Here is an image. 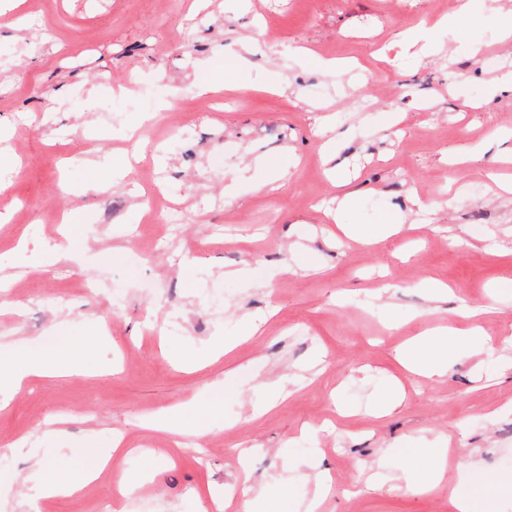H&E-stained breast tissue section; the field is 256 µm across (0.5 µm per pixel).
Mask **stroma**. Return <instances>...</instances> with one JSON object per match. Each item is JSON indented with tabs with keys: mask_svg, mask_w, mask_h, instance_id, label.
<instances>
[{
	"mask_svg": "<svg viewBox=\"0 0 512 512\" xmlns=\"http://www.w3.org/2000/svg\"><path fill=\"white\" fill-rule=\"evenodd\" d=\"M473 2L468 31L426 54L402 35L439 20L427 0H24L22 28L0 26V129L22 133L19 171L0 169V342L40 348L97 320L103 338L72 354L103 373L0 394V512H18L36 464L77 476L117 430L128 450L111 471L42 512H210L211 495L288 461L307 467L274 512H300L315 462L331 479L320 512H448L447 497L396 488L399 453L439 439L475 450L448 480L477 503L512 477V366L490 354L478 375L463 358L428 380L396 356L447 319L438 283L456 306L486 307V336L512 337V194L499 188L512 161L496 142L512 134V91L494 83L512 42ZM340 58L335 74L318 66ZM201 78L220 84L218 111ZM152 113L137 168L83 195L85 141L110 157ZM388 113L395 125L376 131ZM241 176L272 187L225 197ZM173 204L183 220L166 245ZM392 222L407 232L384 237ZM259 315L261 334L241 339ZM281 376L291 394L254 416ZM397 380L403 404L371 414ZM215 409L201 438L143 427ZM52 419L63 436L46 435ZM124 478L142 481L137 496L118 495Z\"/></svg>",
	"mask_w": 512,
	"mask_h": 512,
	"instance_id": "35a3bbf8",
	"label": "stroma"
}]
</instances>
